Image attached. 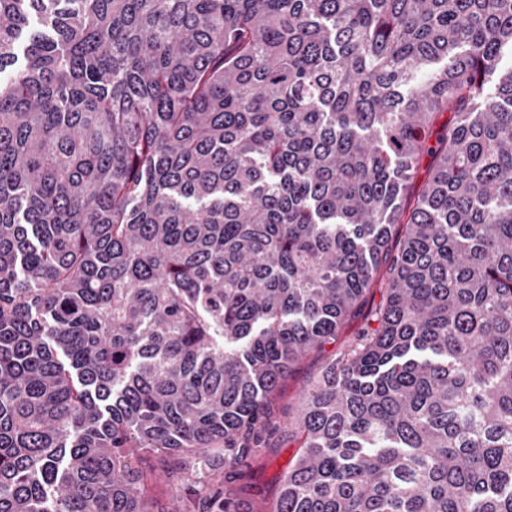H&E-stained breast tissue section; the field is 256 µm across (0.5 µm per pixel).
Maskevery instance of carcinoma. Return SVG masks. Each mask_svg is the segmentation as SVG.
<instances>
[{"label":"carcinoma","instance_id":"carcinoma-1","mask_svg":"<svg viewBox=\"0 0 512 512\" xmlns=\"http://www.w3.org/2000/svg\"><path fill=\"white\" fill-rule=\"evenodd\" d=\"M507 53L512 0H0V512L212 457L245 512L313 351L268 512H512ZM321 366V356L307 355L281 381L278 397L282 414L278 423L264 433L269 445L274 448H269L258 466H254L256 470L251 482L255 488L250 497L264 498L271 503L278 495L280 478L288 471V464L294 461L298 452V444L288 441V413L289 416L293 414Z\"/></svg>","mask_w":512,"mask_h":512}]
</instances>
